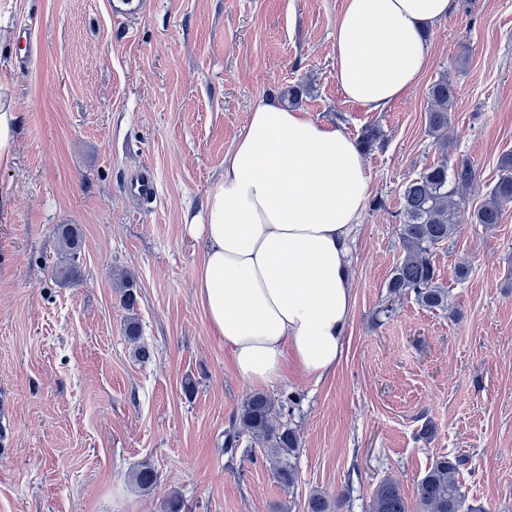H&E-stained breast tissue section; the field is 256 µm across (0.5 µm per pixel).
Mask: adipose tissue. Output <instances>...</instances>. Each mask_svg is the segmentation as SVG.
<instances>
[{
  "mask_svg": "<svg viewBox=\"0 0 512 512\" xmlns=\"http://www.w3.org/2000/svg\"><path fill=\"white\" fill-rule=\"evenodd\" d=\"M455 0H344L333 32L336 78L369 112L402 98L425 70L427 29ZM371 173L354 141L305 112L260 102L224 159L203 214L195 297L238 374L255 387L288 363L318 379L345 351L354 307L349 243Z\"/></svg>",
  "mask_w": 512,
  "mask_h": 512,
  "instance_id": "ef3b65f1",
  "label": "adipose tissue"
}]
</instances>
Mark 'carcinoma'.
Here are the masks:
<instances>
[{
    "label": "carcinoma",
    "mask_w": 512,
    "mask_h": 512,
    "mask_svg": "<svg viewBox=\"0 0 512 512\" xmlns=\"http://www.w3.org/2000/svg\"><path fill=\"white\" fill-rule=\"evenodd\" d=\"M456 95L455 85L442 76L429 89V127L437 135V143L444 146L442 157L436 164L425 168L410 179L402 193L399 213V238L404 258L396 267L388 288L395 296L414 295L415 301L429 310H448L449 291L436 282L433 253L447 242L459 227L463 191L477 180V169L463 160L448 166V145L442 132L448 128V108ZM383 134L376 127L361 131L358 144L369 152L380 143ZM506 171L490 191L486 200L471 214L473 224H498L502 212L512 204V154L500 161ZM56 236L62 246L67 263L55 269L61 278L77 272V261L81 256L82 234L77 226L60 224ZM138 292L130 280L122 282L121 302L133 312L136 309ZM274 405L267 395L255 392L244 403L224 439V452H232L241 436L268 444L273 449V466L280 483L290 487L296 480L291 462L299 439L296 431L273 423ZM467 459L460 456L436 457L416 484V497L410 504L401 492L398 482L389 480L378 486L369 505L370 512H460L465 497L460 479ZM136 485L149 491L157 483L155 469L144 464L135 473ZM341 503L333 504L324 495L316 492L307 501L306 512H334Z\"/></svg>",
    "instance_id": "1"
}]
</instances>
